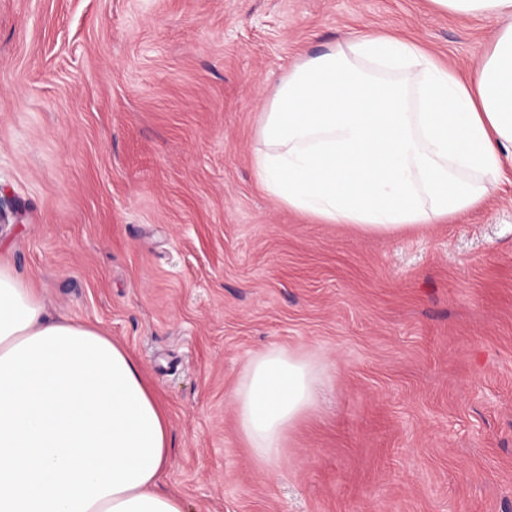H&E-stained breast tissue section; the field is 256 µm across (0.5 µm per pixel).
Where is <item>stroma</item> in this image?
<instances>
[{
    "mask_svg": "<svg viewBox=\"0 0 512 512\" xmlns=\"http://www.w3.org/2000/svg\"><path fill=\"white\" fill-rule=\"evenodd\" d=\"M498 29L430 0H0V258L133 355L188 512H512V179L366 236L252 164L302 59L407 33L465 76ZM274 347L327 372L268 473L232 392Z\"/></svg>",
    "mask_w": 512,
    "mask_h": 512,
    "instance_id": "obj_1",
    "label": "stroma"
}]
</instances>
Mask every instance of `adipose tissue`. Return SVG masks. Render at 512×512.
I'll use <instances>...</instances> for the list:
<instances>
[{
	"label": "adipose tissue",
	"mask_w": 512,
	"mask_h": 512,
	"mask_svg": "<svg viewBox=\"0 0 512 512\" xmlns=\"http://www.w3.org/2000/svg\"><path fill=\"white\" fill-rule=\"evenodd\" d=\"M501 26L468 77L415 41L370 33L289 70L252 158L264 189L324 224L395 234L482 206L512 164V0H432ZM322 372L272 348L234 390L256 464L275 466L316 405ZM167 414L129 352L51 317L0 260V512H186L162 485Z\"/></svg>",
	"instance_id": "1"
}]
</instances>
